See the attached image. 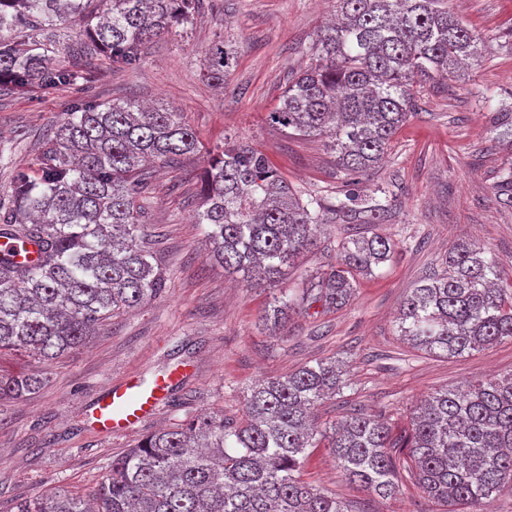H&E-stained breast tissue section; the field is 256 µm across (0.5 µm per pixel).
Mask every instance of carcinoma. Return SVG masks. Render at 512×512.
Wrapping results in <instances>:
<instances>
[{"label": "carcinoma", "instance_id": "cac0c4a2", "mask_svg": "<svg viewBox=\"0 0 512 512\" xmlns=\"http://www.w3.org/2000/svg\"><path fill=\"white\" fill-rule=\"evenodd\" d=\"M201 0H0V86L17 91L88 80L59 67L54 31L72 16L85 21L82 52L104 53L117 68L136 65L142 46L191 22ZM339 21L320 29L312 61L288 84L268 121L301 136H325L336 172L347 181L379 167L413 117L417 89L452 79L477 62L481 39L448 11L446 0H336ZM237 55L222 42L205 51L209 79L222 85ZM496 140L512 148V108L492 113ZM201 152L183 113L131 101L77 100L55 124L37 168L13 172L0 201V238L34 242L36 263L0 256V352L49 362L84 345L112 317L161 295L165 275L144 246L140 215L150 201L145 164ZM512 207V166L496 185ZM386 210L350 191L327 206L302 200L267 156L224 140L202 176L195 223L208 226L212 259L250 286H273L318 244L317 227L339 219L374 224ZM397 243L375 234L339 243L340 261L301 296L279 299L261 321L284 334L289 312L318 304L339 309L356 276L389 261ZM434 274L405 297L400 336L447 357L512 339V295L496 287L497 262L455 245ZM41 375H0V395L42 389ZM339 364L323 359L269 378L246 397L243 425L222 414L189 418L149 432L112 458L85 497L65 490L20 502L16 512H347L332 495L294 471L323 442L342 475L381 498L409 478L446 512L488 502L512 482V375L465 389H443L413 411L409 427L364 413L320 430L312 409L341 393Z\"/></svg>", "mask_w": 512, "mask_h": 512}]
</instances>
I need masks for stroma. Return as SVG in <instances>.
Returning <instances> with one entry per match:
<instances>
[{
  "mask_svg": "<svg viewBox=\"0 0 512 512\" xmlns=\"http://www.w3.org/2000/svg\"><path fill=\"white\" fill-rule=\"evenodd\" d=\"M333 9L332 0H203L191 25L144 45L141 61L114 67L99 56L57 55L58 65L90 68L87 83L7 91L0 88V198L12 172L35 167L43 143L79 98L136 100L183 112L201 154L149 168L150 203L141 221L151 251L167 274L157 299L121 313L90 343L51 364L10 352L0 370L42 374L40 391L0 399V512L59 489L92 490L113 456L141 435L181 423L186 415L223 411L237 422L253 384L285 376L325 358L340 360L342 393L317 407L318 424L349 413L380 414L405 427L425 396L445 387L488 382L512 374V339L444 358L411 348L398 335L397 313L410 288L439 270L447 249L483 246L498 261L500 287L512 286V209L496 200L495 185L512 155L499 149L489 113L512 106V0H448V9L484 42L481 63L454 80L420 88L415 117L395 137L373 176L345 185L323 137L294 135L266 120L293 76L310 63L309 46ZM238 54L215 86L204 76V53L219 41ZM234 137L263 152L299 194L333 198L392 193L381 224H331L319 248L287 269L272 288H250L208 258L203 225L194 223L199 175L209 152ZM380 234L398 248L393 258L361 277L340 310L292 314L288 332L271 336L261 311L305 286L336 262L339 240ZM177 369L183 379L155 415L137 430L112 437L88 418L108 388L133 376L151 382ZM300 480L335 495L348 512H439L411 483L383 500L345 480L330 449H314Z\"/></svg>",
  "mask_w": 512,
  "mask_h": 512,
  "instance_id": "stroma-1",
  "label": "stroma"
}]
</instances>
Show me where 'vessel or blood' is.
<instances>
[{"mask_svg": "<svg viewBox=\"0 0 512 512\" xmlns=\"http://www.w3.org/2000/svg\"><path fill=\"white\" fill-rule=\"evenodd\" d=\"M173 380L169 374L146 387L140 380L130 378L108 389L91 409L93 426L107 436L137 428L155 414Z\"/></svg>", "mask_w": 512, "mask_h": 512, "instance_id": "obj_1", "label": "vessel or blood"}]
</instances>
